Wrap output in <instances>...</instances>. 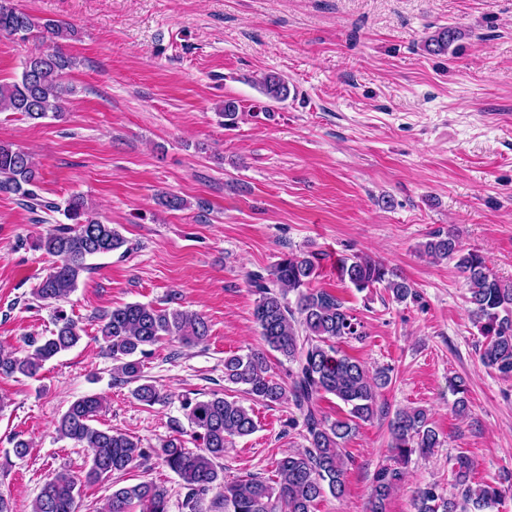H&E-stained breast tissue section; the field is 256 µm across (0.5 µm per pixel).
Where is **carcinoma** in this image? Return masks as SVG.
<instances>
[{
  "label": "carcinoma",
  "mask_w": 512,
  "mask_h": 512,
  "mask_svg": "<svg viewBox=\"0 0 512 512\" xmlns=\"http://www.w3.org/2000/svg\"><path fill=\"white\" fill-rule=\"evenodd\" d=\"M17 31L23 33L24 41L37 32L49 46L25 58L18 79L0 82V112L20 113L31 120H56L63 116L66 96L72 92L64 83V74L73 61L63 53L61 41L73 38L77 30L51 19L41 21L13 0H0V36L10 38ZM461 37L457 28L442 27L425 39L424 48L442 55ZM260 86L273 102H282L290 95L288 82L275 73L264 75ZM40 182L32 155L12 143L0 142V193L17 196L32 213L59 211L62 207L39 194ZM62 209L69 223L57 225L35 243L54 258V265L32 292L38 304L53 308L55 329L33 341L32 350L24 355L0 346V375L34 377L47 361L81 341L84 328L67 314L62 303L76 290L79 279L95 270L93 259L110 255L126 244L115 227L91 213L84 196H71ZM422 249L435 259L455 262L484 338L479 358L484 366L512 376V285L500 280L479 250L463 247L450 232L432 234ZM319 267L320 258L315 253L286 252L271 267L250 272L247 284L257 295L253 316L264 348L224 357V380L241 386L253 400L275 403L288 399L293 403L304 416L307 445L278 459L271 480L249 477L226 482L218 461L224 459L234 439L256 431L253 412L215 392L204 399L185 398L181 408L200 441L199 447L187 448L173 438L160 448V456L186 489L184 507L188 512H203V501L215 489L224 512H314L325 495L338 499L345 495L351 458L343 444L359 422L370 421L382 411L377 401L392 382V369L382 367L371 373L341 350L340 343L363 339L364 325L336 295L311 287ZM338 273L342 282L358 292L381 285L399 303L413 297L406 278L368 256L341 258ZM291 294L295 295L293 302L289 300ZM98 320L100 338L112 358L114 379L122 382L141 378L142 359L162 340L168 338L189 347L204 340L209 332L200 312L139 302L115 307L98 315ZM271 352L288 362L289 384L270 374ZM324 394L348 405L349 415L334 421L325 418L317 406V399ZM133 396L147 405L162 400L151 383L138 385ZM103 406L102 397L85 396L73 401L62 415L59 436L88 448L91 463L82 480L67 471L56 473L33 501L31 512H75L79 482L94 483L121 474L149 456L133 437L96 427ZM390 435L394 464L376 472L370 512H386V501L403 481V465L413 454L426 457L441 445L439 433L422 409L395 413ZM471 473V460L464 454L458 456L454 486L460 501L447 500L436 488L427 487L414 498L415 512H485L497 504L505 490L491 484L475 485ZM168 502L167 487L140 482L112 490L107 512H132L135 503L143 512H168Z\"/></svg>",
  "instance_id": "cac0c4a2"
}]
</instances>
